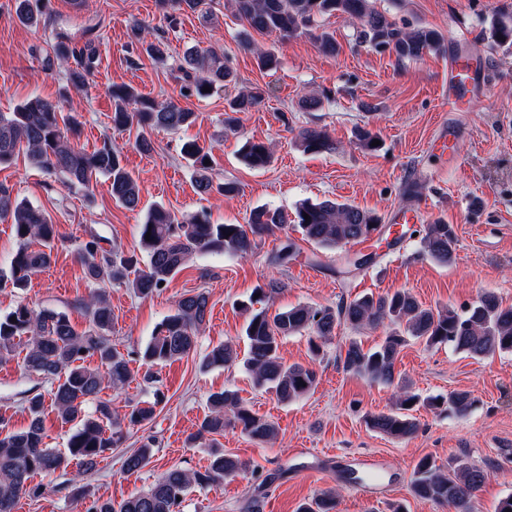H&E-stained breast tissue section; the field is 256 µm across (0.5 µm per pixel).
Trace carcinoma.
Listing matches in <instances>:
<instances>
[{
	"instance_id": "1",
	"label": "carcinoma",
	"mask_w": 512,
	"mask_h": 512,
	"mask_svg": "<svg viewBox=\"0 0 512 512\" xmlns=\"http://www.w3.org/2000/svg\"><path fill=\"white\" fill-rule=\"evenodd\" d=\"M234 12L258 33H275L285 41L298 36L323 16L342 15L356 22L357 39L376 49L387 50L400 62L417 60L439 51L443 35L427 26L399 25L387 13L375 8L373 0H231ZM169 25L177 24L183 14L211 16L209 0H159ZM15 16L26 26L38 27L46 22V13L37 0H15ZM491 37L497 45L512 44V14H501L491 20ZM133 36L151 58H170L169 44L148 37L146 27L135 23ZM53 55L46 57L48 68L65 70L67 83L83 88L98 66L97 47L91 40L78 41L58 32L52 46ZM172 71L181 82L180 95L203 98L213 91H227L238 85L237 71L227 57L211 49L191 48L173 59ZM112 98V127L126 130L133 126L143 134L136 147L143 153L154 147L144 131L164 129L178 131L195 123L197 114L173 98L157 100L139 93L125 84L109 88ZM224 126L236 131L238 114L250 112L261 103L258 94L239 91L225 98ZM67 93L60 99L30 97L11 112H0V166L15 161L25 152L30 163L55 175L70 190L89 195L93 179L103 176L109 183L112 200L127 210L141 205L138 179L124 164L123 155L112 148L109 138L91 153L74 145L80 122L76 115L64 112ZM298 143L307 153L336 150L329 133L307 127L298 133ZM181 156L193 171L199 194L217 191L234 194L238 186L232 181H214L211 150L192 141L181 147ZM239 160L251 169L267 167L272 158L270 147L262 141H246ZM309 218H304V215ZM0 219L10 221L18 246L9 263V275L0 277V288L11 286L23 290L32 276L50 268L54 250L60 240L58 225L45 210L13 196L12 189L0 183ZM296 228L303 238L323 249H334L349 243H361L379 230L380 219L348 203L323 200L303 202L293 212L278 207L255 209L245 224H214L210 214L201 209L186 218L162 205L147 209L140 224L137 245L126 250L114 245L102 246L104 238L95 230L88 231L77 252L86 280L93 286L81 302L88 327L77 331L68 315L51 308H40L24 300L9 312L0 313V361L23 354L24 371L36 374L50 383V396L57 420L76 426L67 448H51L45 442V395L36 390L26 396L24 410L27 426L18 432L6 429L0 420V512H14L21 496L36 497L40 487L31 484L37 474L59 472L71 478L63 485L74 498L87 500L85 512H180L183 499L193 486L210 487L239 475L246 464L233 454L220 449L217 437L233 423L251 441L262 444L276 436L275 425L257 415L233 390L209 395L208 412L188 435L187 443L211 449V460L204 470L187 471L172 467L157 476L145 490L116 502L110 498L91 497L81 484L93 472L105 454L120 447L128 430L142 427L156 417V408L164 394L155 392L154 402H127V411L117 417L112 401L101 394L106 389L118 390L134 380L130 355L112 344V307L104 289L106 284L128 288L135 296L147 298L163 290L174 276L196 254H215L244 259L257 247L258 241L277 231ZM456 233L453 225L436 219L426 225L421 238V254L448 265L455 261ZM295 243L286 239L268 256V265L284 267L295 258ZM146 263H141V258ZM281 281L270 278L254 290L241 309L249 313L245 327L247 354L244 363L254 383L270 389L281 402H292L313 391L318 373L311 365L286 364L281 356L282 340L290 335H309L312 355H320L324 345L342 326L360 328L389 325L381 343L366 350L355 340L349 341L343 367L371 381L391 384L400 348L412 337L428 347L446 345L473 358L496 353H512V306H505L494 293L487 292L465 308L437 309L424 307L406 289L374 297L364 295L343 300L335 307L299 304L271 315L254 305L279 292ZM211 307L205 289L181 296L174 310L155 328L152 336L137 352L146 367L143 380L156 382L153 368L173 364L196 349L198 336L209 320ZM89 358L98 360L91 368ZM238 360L233 342H219L209 348L199 369L207 371L231 365ZM419 397L400 387L395 408L367 417L374 431L397 440L412 437L419 423L410 414ZM475 400L468 391H454L446 398H431L426 405L450 415L464 416ZM156 441L149 438L127 455L122 467L134 473L148 465ZM491 471L455 458L443 472L427 456L416 463L409 483L411 495L424 502L446 508L448 512H474L477 492L489 479ZM299 512H336V494L320 491L304 503Z\"/></svg>"
}]
</instances>
